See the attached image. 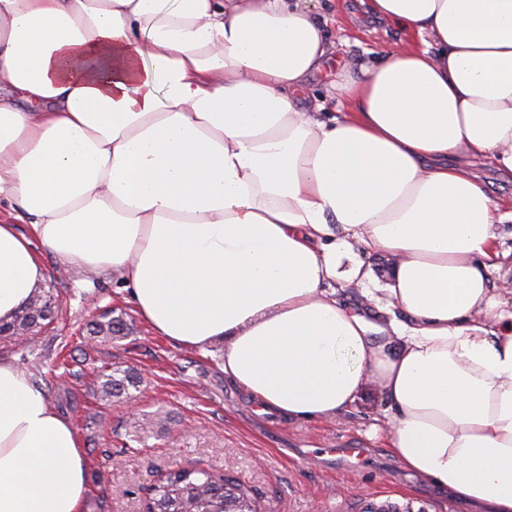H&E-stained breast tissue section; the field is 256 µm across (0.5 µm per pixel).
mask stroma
Listing matches in <instances>:
<instances>
[{"label": "stroma", "instance_id": "obj_1", "mask_svg": "<svg viewBox=\"0 0 512 512\" xmlns=\"http://www.w3.org/2000/svg\"><path fill=\"white\" fill-rule=\"evenodd\" d=\"M324 18L328 59L311 81L310 96L324 99L330 82L347 67L368 65L379 52L400 44V32L370 15L361 0H306ZM47 285L59 297L57 333L75 359L59 365L44 348L27 355L0 339V357L30 373L50 404L71 391L68 413L82 441L89 483L85 512H142L148 488L169 469H217L236 478L252 495L258 512H367L386 503L390 512H470L447 493L406 470L382 441L367 437L386 405L376 386L332 422L293 423L261 413L259 405L227 381L216 353L183 347L156 335L137 315L109 270L90 275L48 255ZM122 317L129 330L115 342L91 341V316ZM137 367L138 392L129 400L101 402L99 370ZM157 412L166 426L135 437L132 424ZM362 448L358 464L342 449Z\"/></svg>", "mask_w": 512, "mask_h": 512}]
</instances>
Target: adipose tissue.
I'll list each match as a JSON object with an SVG mask.
<instances>
[{"label": "adipose tissue", "mask_w": 512, "mask_h": 512, "mask_svg": "<svg viewBox=\"0 0 512 512\" xmlns=\"http://www.w3.org/2000/svg\"><path fill=\"white\" fill-rule=\"evenodd\" d=\"M404 41L307 101L321 20L293 0H0V320L43 254L119 273L141 319L218 347L263 412L336 417L370 382L405 469L512 512V0H367ZM390 259L386 321L342 295ZM84 450L0 359V512H83ZM476 173L484 181L492 200L497 204H512V180L501 177L489 166L478 165Z\"/></svg>", "instance_id": "obj_1"}]
</instances>
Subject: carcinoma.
Here are the masks:
<instances>
[{
	"mask_svg": "<svg viewBox=\"0 0 512 512\" xmlns=\"http://www.w3.org/2000/svg\"><path fill=\"white\" fill-rule=\"evenodd\" d=\"M59 309L53 291L34 296L8 323L0 324V337L13 342L28 339L58 320ZM127 324L120 317L93 319L86 325L89 335L112 341L126 334ZM97 389L99 400L110 403L129 395V389L141 382L136 369H115ZM147 512H257L248 492L233 478L220 471L173 466L149 489L145 499Z\"/></svg>",
	"mask_w": 512,
	"mask_h": 512,
	"instance_id": "cac0c4a2",
	"label": "carcinoma"
}]
</instances>
